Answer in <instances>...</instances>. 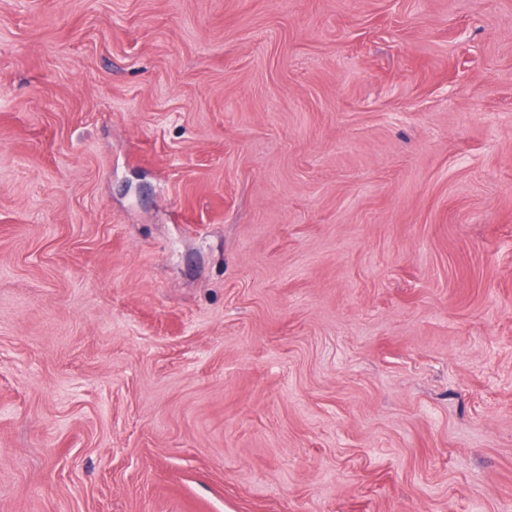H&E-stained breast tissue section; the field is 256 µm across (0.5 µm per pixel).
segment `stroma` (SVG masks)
I'll return each instance as SVG.
<instances>
[{"instance_id":"1","label":"stroma","mask_w":512,"mask_h":512,"mask_svg":"<svg viewBox=\"0 0 512 512\" xmlns=\"http://www.w3.org/2000/svg\"><path fill=\"white\" fill-rule=\"evenodd\" d=\"M0 512H512V0H0Z\"/></svg>"}]
</instances>
